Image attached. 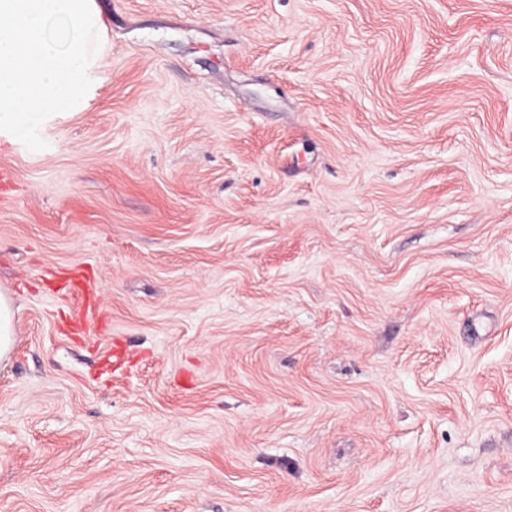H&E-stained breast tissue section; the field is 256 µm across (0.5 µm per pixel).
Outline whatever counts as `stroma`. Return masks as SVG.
I'll return each mask as SVG.
<instances>
[{"mask_svg": "<svg viewBox=\"0 0 512 512\" xmlns=\"http://www.w3.org/2000/svg\"><path fill=\"white\" fill-rule=\"evenodd\" d=\"M94 3L0 144V512H512V0ZM51 275L56 277L59 283V297L65 301H76L80 318L72 323L75 329L83 331L87 329L91 322L98 320L99 308L96 304L98 287L91 275L84 272L76 274L69 271L52 272ZM72 281L79 288H70ZM15 311L13 300L0 292V360L6 359L14 342Z\"/></svg>", "mask_w": 512, "mask_h": 512, "instance_id": "stroma-1", "label": "stroma"}]
</instances>
